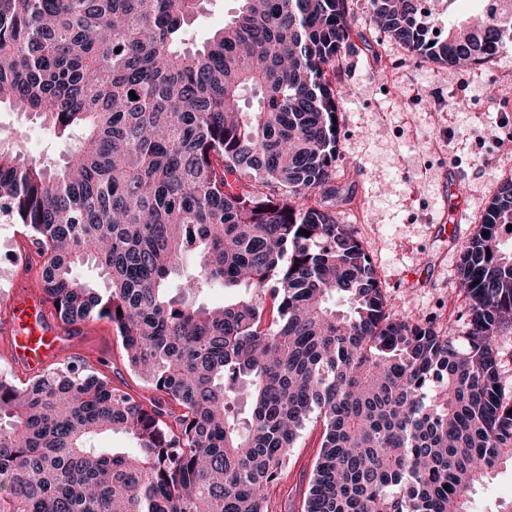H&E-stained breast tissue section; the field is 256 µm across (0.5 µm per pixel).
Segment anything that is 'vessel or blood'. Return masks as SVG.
<instances>
[{
    "instance_id": "vessel-or-blood-1",
    "label": "vessel or blood",
    "mask_w": 512,
    "mask_h": 512,
    "mask_svg": "<svg viewBox=\"0 0 512 512\" xmlns=\"http://www.w3.org/2000/svg\"><path fill=\"white\" fill-rule=\"evenodd\" d=\"M31 279L23 273L12 294L0 302V360L34 377L76 353L88 329L61 321Z\"/></svg>"
}]
</instances>
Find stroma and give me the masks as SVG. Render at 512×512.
I'll return each mask as SVG.
<instances>
[{"label": "stroma", "instance_id": "1", "mask_svg": "<svg viewBox=\"0 0 512 512\" xmlns=\"http://www.w3.org/2000/svg\"><path fill=\"white\" fill-rule=\"evenodd\" d=\"M352 50L336 66L348 89L339 114L336 213L372 245L388 302L406 319L439 329L468 321L460 291L459 246L478 230L507 158L496 136L512 129V97H490L493 83L512 80V53L472 67L410 59L370 20L366 0H353ZM0 128L30 157L52 164L63 144L49 145L38 123L0 108ZM459 171L468 206L463 223L448 214V166ZM95 369L112 384L142 391L127 368L111 324L96 321ZM322 427L311 422L269 492L270 512H304ZM512 503V463L498 466L469 494V512H502Z\"/></svg>", "mask_w": 512, "mask_h": 512}]
</instances>
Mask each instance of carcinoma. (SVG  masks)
<instances>
[{
  "instance_id": "1",
  "label": "carcinoma",
  "mask_w": 512,
  "mask_h": 512,
  "mask_svg": "<svg viewBox=\"0 0 512 512\" xmlns=\"http://www.w3.org/2000/svg\"><path fill=\"white\" fill-rule=\"evenodd\" d=\"M206 2L0 0V105L58 139L78 132L55 165L0 147V219L21 226L61 320L112 323L162 396L78 361L0 375V512H269L313 419L304 512H466L473 485L512 461L498 348L512 180L460 245L468 322L405 319L336 217L352 0H238L194 46L185 25ZM426 2L369 0L370 15L411 58L445 65L507 37L493 17L436 36ZM214 288L234 299L200 303ZM117 431L137 448L95 445Z\"/></svg>"
}]
</instances>
